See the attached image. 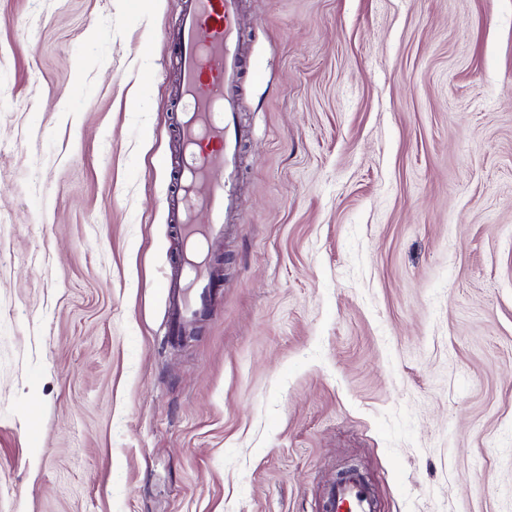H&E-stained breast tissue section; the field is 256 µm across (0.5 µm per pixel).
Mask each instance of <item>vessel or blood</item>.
<instances>
[{"mask_svg":"<svg viewBox=\"0 0 512 512\" xmlns=\"http://www.w3.org/2000/svg\"><path fill=\"white\" fill-rule=\"evenodd\" d=\"M239 0H185L175 58L180 71L174 107L184 160L174 175L172 210L185 245L183 279L171 289L168 340L192 330L208 308L214 283L208 247L239 209L231 175L243 135L234 90L241 78ZM210 215L195 223L197 211ZM329 512H377L358 472H345L329 497Z\"/></svg>","mask_w":512,"mask_h":512,"instance_id":"obj_1","label":"vessel or blood"}]
</instances>
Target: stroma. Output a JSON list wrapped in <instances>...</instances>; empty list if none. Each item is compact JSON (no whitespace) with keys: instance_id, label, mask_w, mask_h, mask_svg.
Instances as JSON below:
<instances>
[{"instance_id":"stroma-1","label":"stroma","mask_w":512,"mask_h":512,"mask_svg":"<svg viewBox=\"0 0 512 512\" xmlns=\"http://www.w3.org/2000/svg\"><path fill=\"white\" fill-rule=\"evenodd\" d=\"M240 2L173 344L184 0H0V512H512V0ZM328 501L329 512H377L373 499L356 471H347L336 480Z\"/></svg>"}]
</instances>
